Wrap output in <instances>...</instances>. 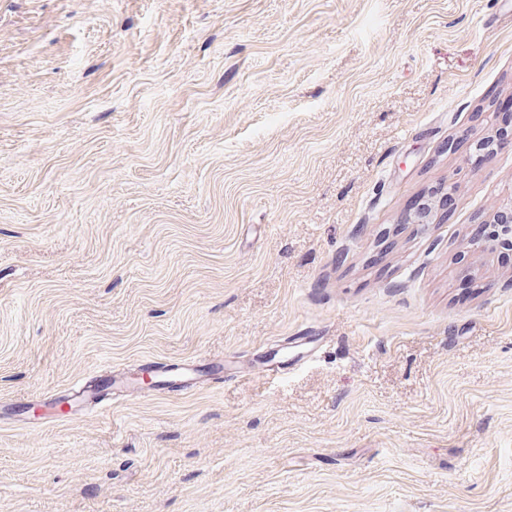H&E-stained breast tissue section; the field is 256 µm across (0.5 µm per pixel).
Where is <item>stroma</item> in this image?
Segmentation results:
<instances>
[{
  "label": "stroma",
  "mask_w": 512,
  "mask_h": 512,
  "mask_svg": "<svg viewBox=\"0 0 512 512\" xmlns=\"http://www.w3.org/2000/svg\"><path fill=\"white\" fill-rule=\"evenodd\" d=\"M509 102L512 0H0V512H512ZM484 227H492L487 235H475L467 241V248L480 250L485 248H504L512 251V199L498 205L490 222ZM159 366L155 372L159 373L161 380L158 381V389L165 390L169 386H178L180 390H187L193 387V383L188 379L191 373H196L197 365L194 362L173 363ZM93 402L90 387L87 389L83 387L63 395L49 394L42 402L41 409L43 413L40 418L45 422L56 421L79 413L84 406Z\"/></svg>",
  "instance_id": "obj_1"
}]
</instances>
